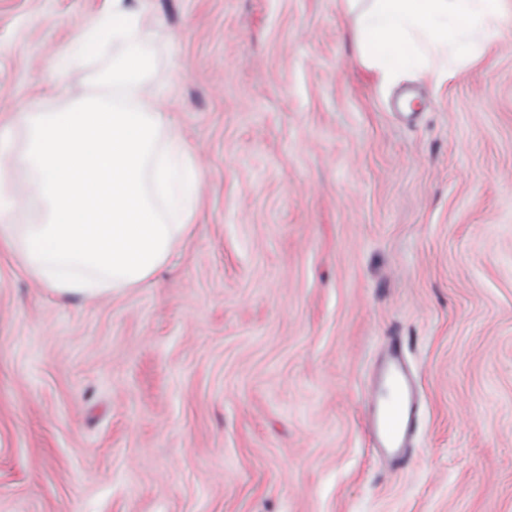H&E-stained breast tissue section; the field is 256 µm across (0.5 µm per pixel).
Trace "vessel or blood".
Returning <instances> with one entry per match:
<instances>
[{
  "label": "vessel or blood",
  "mask_w": 512,
  "mask_h": 512,
  "mask_svg": "<svg viewBox=\"0 0 512 512\" xmlns=\"http://www.w3.org/2000/svg\"><path fill=\"white\" fill-rule=\"evenodd\" d=\"M380 375L388 380L389 396L382 401L376 393L365 395L369 429L380 449L393 464L400 465L409 453L408 443L418 420V401L407 366L398 351L390 352Z\"/></svg>",
  "instance_id": "b4317fda"
}]
</instances>
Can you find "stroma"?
<instances>
[{"instance_id":"obj_1","label":"stroma","mask_w":512,"mask_h":512,"mask_svg":"<svg viewBox=\"0 0 512 512\" xmlns=\"http://www.w3.org/2000/svg\"><path fill=\"white\" fill-rule=\"evenodd\" d=\"M205 174L142 287L60 297L0 252V512H512V34L381 87L338 0H144ZM106 0H0V122ZM400 344L405 469L364 394Z\"/></svg>"}]
</instances>
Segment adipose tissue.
I'll return each mask as SVG.
<instances>
[{"label": "adipose tissue", "instance_id": "ef3b65f1", "mask_svg": "<svg viewBox=\"0 0 512 512\" xmlns=\"http://www.w3.org/2000/svg\"><path fill=\"white\" fill-rule=\"evenodd\" d=\"M120 25L110 26V17ZM111 28L120 49L93 84L68 68ZM151 19L129 0L79 25L49 69L60 112H18L21 144L0 133V249L62 297L137 288L193 234L203 182L171 113L168 84L144 52Z\"/></svg>", "mask_w": 512, "mask_h": 512}]
</instances>
